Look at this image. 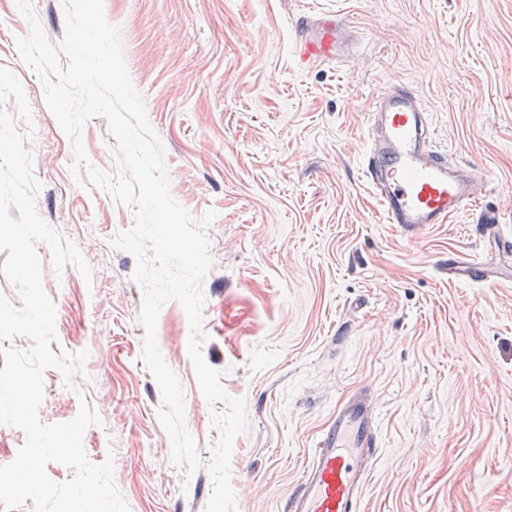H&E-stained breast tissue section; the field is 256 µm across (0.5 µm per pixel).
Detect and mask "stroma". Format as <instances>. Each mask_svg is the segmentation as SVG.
Returning a JSON list of instances; mask_svg holds the SVG:
<instances>
[{"label": "stroma", "instance_id": "1", "mask_svg": "<svg viewBox=\"0 0 512 512\" xmlns=\"http://www.w3.org/2000/svg\"><path fill=\"white\" fill-rule=\"evenodd\" d=\"M360 48L340 70H300L296 0H103L130 79L163 147L174 199L205 230L206 362L243 400L231 485L236 512H281L337 399L366 387L383 441L362 512H512V283L448 279L449 253L492 260L466 218L406 239L382 223L358 173L371 88L407 80L430 107L437 142L485 170L487 202L512 227V0H341ZM29 25L0 0V66L21 81L15 115L42 183L39 215L89 263L56 274L37 243L60 346L88 351L76 390L44 375L43 423L80 400L100 425L88 459H112L130 512H205L218 437L188 353L189 321L167 302L157 343L184 394L200 468L170 460L158 385L142 359L144 291L112 246L134 209L73 176L70 139L15 39ZM90 162L115 173L104 118L82 131Z\"/></svg>", "mask_w": 512, "mask_h": 512}]
</instances>
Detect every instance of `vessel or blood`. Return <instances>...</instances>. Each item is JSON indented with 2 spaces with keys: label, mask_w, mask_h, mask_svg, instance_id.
<instances>
[{
  "label": "vessel or blood",
  "mask_w": 512,
  "mask_h": 512,
  "mask_svg": "<svg viewBox=\"0 0 512 512\" xmlns=\"http://www.w3.org/2000/svg\"><path fill=\"white\" fill-rule=\"evenodd\" d=\"M293 52L301 69H341L355 54V28L343 10H301ZM358 158L384 223L421 229L451 224L462 214L498 235L501 220L488 208L483 171L435 145L433 115L409 86L391 82L371 94L363 114ZM502 257L491 264L456 253L448 256L449 278L483 283L512 282V238H500ZM377 410L367 390L337 401L320 430L311 460L284 512H360L368 472L380 455Z\"/></svg>",
  "instance_id": "vessel-or-blood-1"
}]
</instances>
